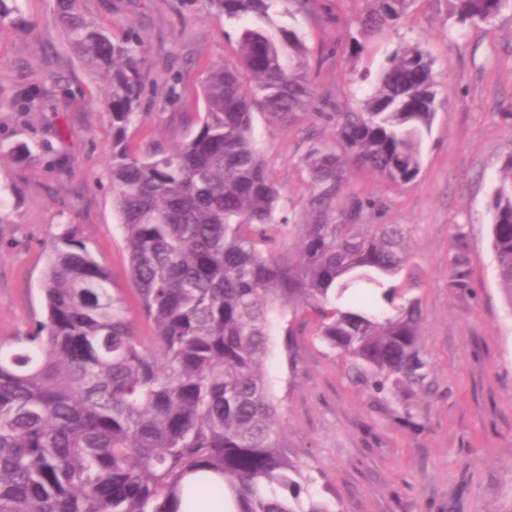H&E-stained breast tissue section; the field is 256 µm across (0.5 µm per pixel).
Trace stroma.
Returning <instances> with one entry per match:
<instances>
[{
  "instance_id": "obj_1",
  "label": "stroma",
  "mask_w": 512,
  "mask_h": 512,
  "mask_svg": "<svg viewBox=\"0 0 512 512\" xmlns=\"http://www.w3.org/2000/svg\"><path fill=\"white\" fill-rule=\"evenodd\" d=\"M19 24L0 26V337L43 318L46 256L66 230L126 292L128 315L149 335L131 295L128 255L112 194V116L103 85L67 50L54 0H17ZM113 39L138 37L147 76L142 115L129 128L133 146L167 147L191 133L201 111L198 88L210 63L234 59L236 26L210 16L204 0H85ZM419 44L434 59L449 104L425 139L421 173L395 186L353 172L355 191L380 197L382 224H401L420 279L413 294L423 320L420 346L426 389L377 394L349 375L345 361L315 335L313 318L296 316L292 356L271 339L266 370L294 457L321 474L316 493L336 494V512H512V307L498 286L489 197L512 154V8L491 25L460 26L444 0H414L407 17L353 59L338 56L321 76L340 102L368 96L388 54ZM66 91L21 113L16 85ZM255 131L269 172L294 223L308 194L298 161L309 140L333 128L308 113L286 123L256 113ZM21 141L42 147L10 157ZM470 244L472 290H448V247L456 227Z\"/></svg>"
}]
</instances>
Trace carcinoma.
<instances>
[{"instance_id": "cac0c4a2", "label": "carcinoma", "mask_w": 512, "mask_h": 512, "mask_svg": "<svg viewBox=\"0 0 512 512\" xmlns=\"http://www.w3.org/2000/svg\"><path fill=\"white\" fill-rule=\"evenodd\" d=\"M413 0H363L355 30L320 48L300 29L339 27L334 0H207L238 25L236 62L213 63L200 88L197 130L169 149L139 152L143 63L115 41L84 0H56L68 51L104 80L112 115L113 203L132 291L151 335L128 318L112 276L72 231L52 246L44 319L0 338V512H335L316 497L312 470L291 454L265 360L276 320L301 311L319 340L378 393L422 387V311L409 292L400 224H375L378 198L348 171L408 185L440 96L421 46L395 49L357 110L318 83L342 51L357 57L407 14ZM461 26L490 24L512 0H445ZM288 19L283 24L274 16ZM46 91L18 87L22 111ZM311 108L333 143L299 158L309 196L294 224L275 223L281 191L265 165L254 114L292 122ZM488 201L496 277L512 305V154ZM468 235L458 230L448 288H470Z\"/></svg>"}]
</instances>
